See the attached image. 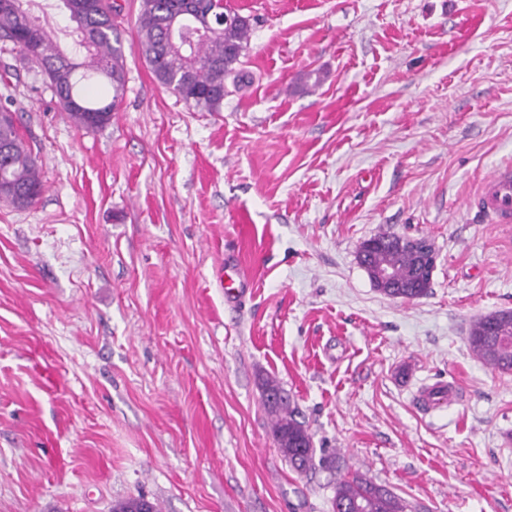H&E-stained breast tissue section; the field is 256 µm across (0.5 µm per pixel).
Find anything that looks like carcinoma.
<instances>
[{
    "label": "carcinoma",
    "instance_id": "1",
    "mask_svg": "<svg viewBox=\"0 0 512 512\" xmlns=\"http://www.w3.org/2000/svg\"><path fill=\"white\" fill-rule=\"evenodd\" d=\"M33 0H9L0 7V42L13 46L32 60L50 84L55 97L74 123L99 129L112 121L125 91V64L117 33V8L112 0H93L90 11H69L75 50L61 46L56 33L32 8ZM184 0H141L137 38L145 62L160 84L183 100L209 112L224 104L225 81L233 77L240 87L248 75L236 69L252 30L251 19L229 6L219 9L213 0H191L193 17L208 21L209 34L195 36L194 26L173 27ZM0 105V200L18 207L36 201L43 190L36 157L20 136L15 113ZM401 237L380 234L360 247L361 265L367 274L393 273L396 288H383L389 297L412 300L427 294L431 279L412 249L399 244ZM473 354L485 366L512 372V310H500L476 319L467 336ZM265 406L273 418V437L290 466L302 472L314 464L311 436L295 418L278 381L262 383ZM112 512H159L143 497L112 505ZM333 512H409L408 504L386 487L356 474L336 483Z\"/></svg>",
    "mask_w": 512,
    "mask_h": 512
}]
</instances>
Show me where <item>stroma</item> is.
Instances as JSON below:
<instances>
[{
    "label": "stroma",
    "mask_w": 512,
    "mask_h": 512,
    "mask_svg": "<svg viewBox=\"0 0 512 512\" xmlns=\"http://www.w3.org/2000/svg\"><path fill=\"white\" fill-rule=\"evenodd\" d=\"M227 2L253 20V81L219 112L156 80L141 0H115L104 128L0 51L43 182L0 201V512H332L342 472L417 512H512V372L467 343L512 310V230L475 200L512 165V0ZM381 233L430 240L427 295L373 285L358 250ZM229 252L252 288L235 308ZM269 376L335 470L288 465ZM441 382L459 401L421 408Z\"/></svg>",
    "instance_id": "stroma-1"
}]
</instances>
